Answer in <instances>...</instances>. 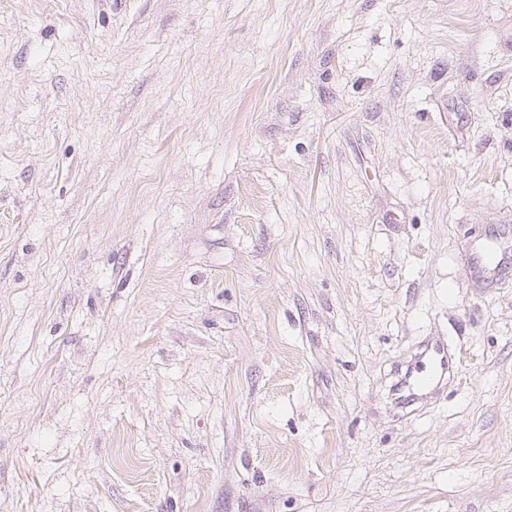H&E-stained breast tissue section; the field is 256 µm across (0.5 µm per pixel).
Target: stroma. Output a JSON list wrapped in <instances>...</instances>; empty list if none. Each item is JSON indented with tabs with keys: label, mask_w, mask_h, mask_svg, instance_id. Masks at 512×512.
<instances>
[{
	"label": "stroma",
	"mask_w": 512,
	"mask_h": 512,
	"mask_svg": "<svg viewBox=\"0 0 512 512\" xmlns=\"http://www.w3.org/2000/svg\"><path fill=\"white\" fill-rule=\"evenodd\" d=\"M491 224L512 0H0V512H512ZM512 274V229L501 226L475 239L467 255V277L490 287ZM454 369L455 358L446 344L424 343L405 369L397 372V381L391 387L394 403L404 409L423 404L448 382Z\"/></svg>",
	"instance_id": "obj_1"
}]
</instances>
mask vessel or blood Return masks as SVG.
<instances>
[{
	"label": "vessel or blood",
	"instance_id": "b4317fda",
	"mask_svg": "<svg viewBox=\"0 0 512 512\" xmlns=\"http://www.w3.org/2000/svg\"><path fill=\"white\" fill-rule=\"evenodd\" d=\"M509 276H512V228L502 226L471 243L467 277L473 284L489 287ZM454 368L455 358L446 344L424 343L405 369L398 371L391 387L394 403L404 409L423 404L447 383Z\"/></svg>",
	"mask_w": 512,
	"mask_h": 512
}]
</instances>
